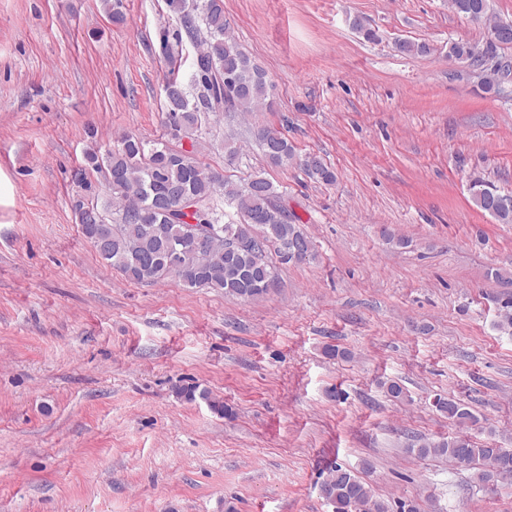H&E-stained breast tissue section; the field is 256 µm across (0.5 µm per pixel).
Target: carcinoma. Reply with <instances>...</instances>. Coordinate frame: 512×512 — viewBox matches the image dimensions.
Returning <instances> with one entry per match:
<instances>
[{
  "instance_id": "cac0c4a2",
  "label": "carcinoma",
  "mask_w": 512,
  "mask_h": 512,
  "mask_svg": "<svg viewBox=\"0 0 512 512\" xmlns=\"http://www.w3.org/2000/svg\"><path fill=\"white\" fill-rule=\"evenodd\" d=\"M182 14L186 36L197 45L191 84L175 78L164 84L165 126L171 139L182 141L200 130L209 116L220 112H261L271 106V85L265 72L227 32L224 0H198L196 16L185 12V0H169ZM456 13L473 21H485L498 30L512 21L495 16L491 0H448ZM396 50L404 55H429L435 48L425 42L399 40ZM498 44L450 42L448 57L481 62ZM253 136L266 160L286 165L294 160L308 176L324 183L335 180L334 171L316 153L296 158L294 146L280 131L257 126ZM206 142L193 138L187 148H173L157 142L147 146L140 138L124 134L117 145L99 154H86L94 170L112 174V198L100 205L83 197L74 204L76 223L101 260L133 282L159 283L169 278L189 288H207L244 300L268 294L278 283L276 266L269 260L274 252L281 264H295L294 250L308 260L314 256L310 237L288 217L281 195L261 171L237 185L213 175L199 176L205 169L200 155ZM473 203L500 224H512V191L475 179L469 188ZM190 194L198 201L196 223L182 219L176 198ZM235 209L240 222L225 223L224 210L216 199ZM112 222V235L98 242V217ZM207 246L198 247L200 239ZM503 334H512V299L503 303L495 322ZM179 395L188 402L205 401L217 414L224 415V402L197 386L182 388ZM438 411L463 426L475 421L468 407L453 398L438 397ZM408 450L420 456H440L465 468L480 469L479 479L512 477V449L479 446L470 437L456 433L438 441L418 440ZM326 501L334 512H390V506L376 499L370 486L350 470L334 466L323 482Z\"/></svg>"
}]
</instances>
